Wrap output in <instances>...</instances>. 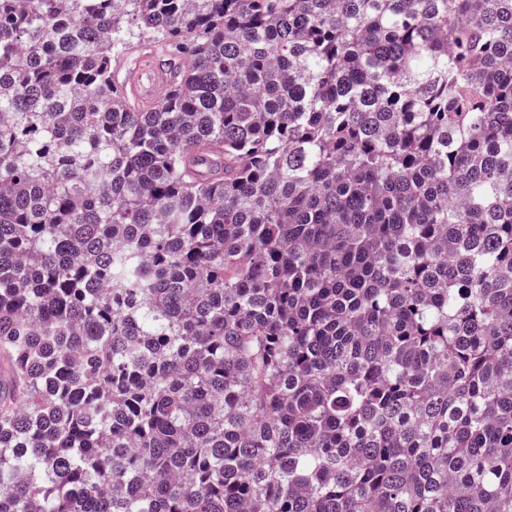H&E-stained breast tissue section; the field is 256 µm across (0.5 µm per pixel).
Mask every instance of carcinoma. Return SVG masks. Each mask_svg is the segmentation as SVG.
<instances>
[{"label":"carcinoma","instance_id":"carcinoma-1","mask_svg":"<svg viewBox=\"0 0 512 512\" xmlns=\"http://www.w3.org/2000/svg\"><path fill=\"white\" fill-rule=\"evenodd\" d=\"M0 360V512H512V0H0ZM138 50L129 49L125 57L133 60ZM171 84L168 74L161 63L151 55H140L134 59L122 81L127 94L141 107H149L159 100Z\"/></svg>","mask_w":512,"mask_h":512}]
</instances>
